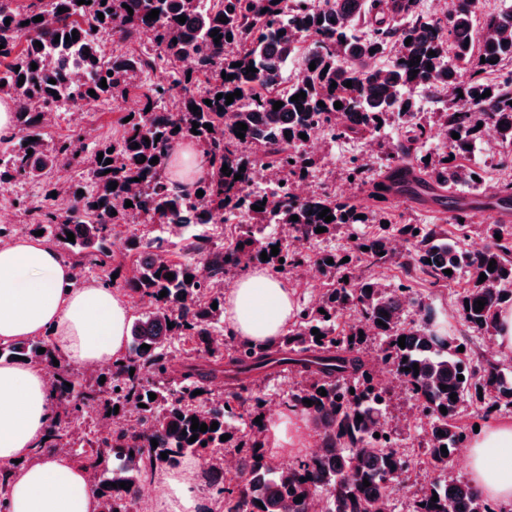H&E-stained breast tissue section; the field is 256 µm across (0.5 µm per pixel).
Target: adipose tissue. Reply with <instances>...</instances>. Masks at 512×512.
Segmentation results:
<instances>
[{"label":"adipose tissue","mask_w":512,"mask_h":512,"mask_svg":"<svg viewBox=\"0 0 512 512\" xmlns=\"http://www.w3.org/2000/svg\"><path fill=\"white\" fill-rule=\"evenodd\" d=\"M296 305L282 281L254 266L224 294V319L237 338L266 346L287 330ZM131 308L97 282L75 285L58 251L39 238L0 247V342L51 333L68 362L107 365L126 351ZM52 388L34 363L0 360V467L9 469L5 512H100L82 464L52 454L33 459L52 416ZM274 446L299 451L309 441L308 420L291 409L267 421ZM469 479L483 497L512 507V420L491 419L469 444ZM191 466L155 473L162 494L155 512H198Z\"/></svg>","instance_id":"ef3b65f1"}]
</instances>
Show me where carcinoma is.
I'll use <instances>...</instances> for the list:
<instances>
[{
    "label": "carcinoma",
    "instance_id": "obj_1",
    "mask_svg": "<svg viewBox=\"0 0 512 512\" xmlns=\"http://www.w3.org/2000/svg\"><path fill=\"white\" fill-rule=\"evenodd\" d=\"M419 2L91 0L79 5L77 0L47 4L28 0V5L18 6L16 0H0V44L4 45L0 97L15 104L14 129L0 136V189L21 179L42 186L38 195L9 199L24 213L25 230L43 231L45 242L69 252L75 268L105 263L112 239L127 224H172L176 237L188 241L185 259L174 262L167 257L169 237L125 240L126 249L134 253L136 273L124 281V289L148 310L130 326L128 355L113 362L103 376L87 380L71 373L48 335L0 344V359L13 361L21 356L47 366L59 361L53 390L62 411L51 418L48 440L36 454L76 457L98 478L95 492L101 512H132L140 481L156 468L224 447L221 436L235 437L231 420L236 406L247 402L254 416L261 415L264 398L244 386L222 397L215 395L212 379L224 366L238 380L255 370L282 366L304 375L305 382L290 394L288 407L314 418L324 448L321 458L278 461L264 449V427L250 423L243 435L248 446L242 456L250 478L212 484L224 512H310L317 495L326 499V512H378L386 483L401 481L408 464L397 450L395 433L387 427L389 386L375 380L361 355L363 335L381 338L378 360L410 388L417 417L429 425L422 454L438 476L417 495L413 512H495L469 481L448 474V459L468 443V434L456 421L465 397L488 396L487 416L495 408L512 405V377L493 361L475 362L467 352L458 351L468 345L470 335H495L497 312L512 305V228L496 224L488 228L489 243L484 248L465 251L437 225L395 227L414 248L408 253L407 276L421 273L437 286L455 281L468 269L469 285L457 298L464 336H446L425 317L402 327L405 312L413 304L408 284L383 291L368 278H351L325 292L316 304L298 309L295 327L266 348L237 344L226 360L222 348L235 336L227 331L224 342L214 339V333L223 329L224 292L212 287V282L223 279L226 269L260 263L275 270L297 268L311 260L323 275L334 278L343 266L342 257L334 252L320 253L312 260L280 239H265L263 225L282 224L290 235L316 241L339 227L388 221L379 212L326 190L298 197L294 181L304 178L302 171L318 165L314 156L303 152L300 134L309 135L323 125L338 138L374 140L389 122L397 123L403 135L389 151L387 176L373 184L374 195L413 198L440 191L448 200L451 223L461 230L473 224V214L460 201L457 187L478 190L481 183L473 176L483 178L482 168L464 165L461 159L483 142L484 128L491 126L495 131L498 162L512 163V70L503 71L512 62V4L485 15L479 24L474 0H456L443 25L423 13ZM125 4L133 13L123 8ZM62 7L67 11H60ZM153 9L159 15L150 20L148 13ZM36 16L43 20L33 21ZM180 16L186 21L179 22ZM222 16L228 22L218 21ZM213 30L222 34L217 43L211 37ZM74 31L78 40H65ZM101 33L118 39L119 47L109 55L102 49ZM37 41L42 48L35 47ZM388 50L393 57L386 67L370 65ZM432 51L436 55H430ZM416 57L419 64L410 65ZM186 59L194 60V67L178 70L177 63ZM290 61L300 62L301 77L288 82L284 69ZM74 66L88 72L87 83L71 81ZM249 66L257 72H246ZM142 73L155 75V80L137 86L140 108L130 113V121L120 123L117 138L98 141L90 152L78 134L44 144L43 116L56 97L75 93L92 102L123 98ZM224 73L233 79L223 78ZM22 75L25 80L20 85ZM51 79L55 83H49ZM349 80L350 87L346 86ZM91 90L96 96H90ZM238 90L242 96L226 104L224 96ZM487 90L491 95L481 97ZM300 92L306 97L292 100ZM420 92L433 95L446 135L444 150L430 157L423 154L427 129L418 120ZM219 93L223 98H217ZM207 99L212 105L205 103ZM277 101L283 106L275 111ZM320 101L324 106L318 105ZM337 101L342 103L339 109L334 107ZM193 105L198 107L195 112L189 110ZM239 122L247 125L242 139L236 136ZM195 123L199 127L193 133ZM206 124L212 129L204 128ZM286 131L290 135H284ZM454 132L459 138H452ZM180 140L199 145L206 163L205 174L188 189L172 185L168 176L169 158ZM136 143L139 148H132ZM143 156L146 160L141 163ZM155 156L159 161L153 164ZM258 158L264 167L285 173V184L270 193L250 192ZM109 159L113 163H107ZM72 161L91 172L92 190L77 182L51 196L55 191L48 181L51 170L60 162ZM224 166L232 175L221 172ZM368 171L363 158L353 157L346 165L347 176L360 183L367 181ZM237 174L241 179L236 181ZM137 178L143 189L132 193L130 187ZM112 182L117 183L114 190ZM199 190L204 191L201 197ZM127 200L132 206H125ZM253 205L263 210L255 211ZM195 207L204 214L241 216L229 247H216L207 237L189 231L184 215ZM324 209L334 219L327 222L319 217ZM293 215L298 220H291ZM319 227L327 231L316 232ZM69 232L75 236L73 243L67 241ZM497 234L501 239H495ZM276 245L279 253L273 255L271 247ZM353 250L369 266L384 264L394 255L383 236L357 238ZM263 252L268 253L265 261ZM492 260L496 264L491 272ZM446 269L452 274H445ZM169 273L174 279L167 278ZM482 273L486 275L483 282L479 281ZM187 275L192 277L189 283ZM164 289L167 295L161 298ZM477 300L485 302L478 312ZM347 311L358 316L359 325L338 333L336 319ZM314 328L324 338L316 339ZM402 336L403 348L398 345ZM175 339H185L205 352L213 367H189L180 378H173ZM143 344L149 348H141ZM40 348L45 352L38 353ZM415 363L417 375L411 370ZM460 375L464 379H458ZM196 390L200 394L195 396ZM323 390L327 395H321ZM151 392L156 399L149 398ZM305 399L314 404L303 403ZM141 403L145 407H139ZM442 406L447 413H441ZM116 407L120 415L135 411L138 425L102 429L84 438L80 448L71 447L64 425L83 423L92 416L107 420V413ZM358 415L363 420H357ZM193 417L209 426L216 421L218 428L193 430ZM194 435L195 442H189ZM153 439L158 442L155 448ZM443 446L448 453L441 452ZM365 479L370 486H363ZM112 482L117 487L110 486ZM120 482L131 484L130 489L118 487ZM435 495L438 501L433 502Z\"/></svg>",
    "mask_w": 512,
    "mask_h": 512
}]
</instances>
